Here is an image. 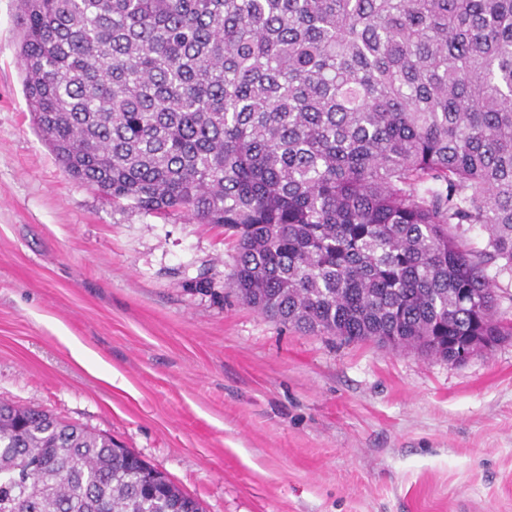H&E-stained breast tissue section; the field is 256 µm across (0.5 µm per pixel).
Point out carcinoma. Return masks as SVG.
Segmentation results:
<instances>
[{
  "label": "carcinoma",
  "instance_id": "1",
  "mask_svg": "<svg viewBox=\"0 0 512 512\" xmlns=\"http://www.w3.org/2000/svg\"><path fill=\"white\" fill-rule=\"evenodd\" d=\"M19 3L64 171L232 229L236 299L448 362L512 335V0ZM0 512L204 509L112 436L0 403Z\"/></svg>",
  "mask_w": 512,
  "mask_h": 512
}]
</instances>
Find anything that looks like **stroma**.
Here are the masks:
<instances>
[{"label":"stroma","instance_id":"obj_1","mask_svg":"<svg viewBox=\"0 0 512 512\" xmlns=\"http://www.w3.org/2000/svg\"><path fill=\"white\" fill-rule=\"evenodd\" d=\"M0 0V401L164 472L206 512H512V336L451 365L225 295L232 230L112 204L31 122Z\"/></svg>","mask_w":512,"mask_h":512}]
</instances>
